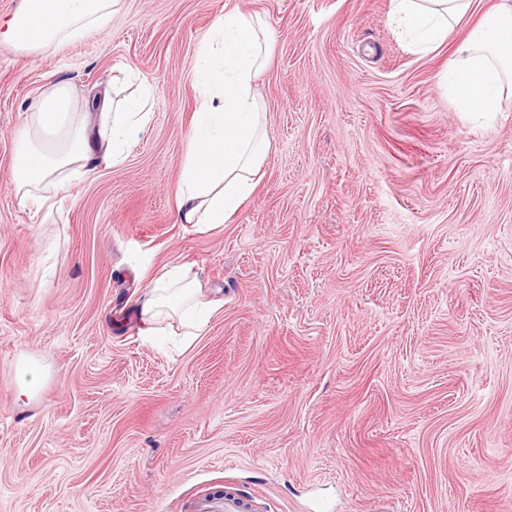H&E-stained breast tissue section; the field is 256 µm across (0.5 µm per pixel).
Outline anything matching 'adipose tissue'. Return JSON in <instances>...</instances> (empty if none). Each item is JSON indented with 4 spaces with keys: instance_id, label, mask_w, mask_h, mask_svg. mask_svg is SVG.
<instances>
[{
    "instance_id": "1",
    "label": "adipose tissue",
    "mask_w": 512,
    "mask_h": 512,
    "mask_svg": "<svg viewBox=\"0 0 512 512\" xmlns=\"http://www.w3.org/2000/svg\"><path fill=\"white\" fill-rule=\"evenodd\" d=\"M118 0H22L0 20V41L22 51H46L82 39L112 19ZM474 0H390L400 39L417 53L442 46L473 12ZM270 35L262 19L238 10L215 20L197 49L194 83L200 100L181 164L176 192L179 223L205 232L227 223L253 194L268 159L266 115L255 79L269 61ZM459 111L495 112L512 95V0H501L457 46L444 73ZM153 89L118 98L114 87L77 98L54 86L24 113L10 182L23 202L45 207L70 176H92L100 164L123 159L127 141L152 114ZM217 307L187 270L164 271L137 299L140 332L153 335L160 319L178 316L200 335Z\"/></svg>"
}]
</instances>
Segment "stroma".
I'll return each mask as SVG.
<instances>
[{
  "label": "stroma",
  "instance_id": "35a3bbf8",
  "mask_svg": "<svg viewBox=\"0 0 512 512\" xmlns=\"http://www.w3.org/2000/svg\"><path fill=\"white\" fill-rule=\"evenodd\" d=\"M237 8L271 61L264 175L201 233L175 193L197 46ZM389 0H120L43 54L0 42V512H503L512 496V97L455 109ZM153 88L123 160L60 207L20 204L24 111L127 72ZM221 301L190 345L144 339L172 266ZM251 499L237 493L204 496L193 508L194 512H250Z\"/></svg>",
  "mask_w": 512,
  "mask_h": 512
}]
</instances>
